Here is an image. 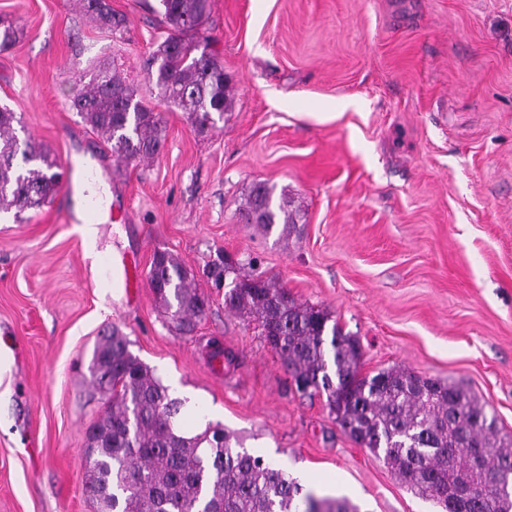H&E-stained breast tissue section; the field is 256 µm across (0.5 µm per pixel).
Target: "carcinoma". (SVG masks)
Segmentation results:
<instances>
[{"instance_id": "obj_1", "label": "carcinoma", "mask_w": 512, "mask_h": 512, "mask_svg": "<svg viewBox=\"0 0 512 512\" xmlns=\"http://www.w3.org/2000/svg\"><path fill=\"white\" fill-rule=\"evenodd\" d=\"M167 35L143 61L161 103L186 113L200 133L232 111L233 88L216 55L199 50L208 0H158ZM95 23L113 29L126 18L109 0H81ZM137 90L115 70H101L73 90L71 107L111 144L120 161L149 160L165 141L161 113L135 100ZM21 118L0 107V212L15 218L51 203L63 172L49 151L20 140ZM241 216L265 234L296 232L299 210L273 201L264 183L252 186ZM217 277L231 278L224 307L257 322L282 359L296 389L326 396L341 431L383 457L399 481L442 512H512V443L474 394L406 368L361 373L359 341L343 333L331 313L300 303L281 283L242 275L224 258ZM155 302L180 331H194L207 301L188 270L157 252L145 275ZM112 328L88 367L100 413L87 435L85 493L95 512H359L346 498L302 493V485L219 423L194 433L179 424L184 401L129 351Z\"/></svg>"}]
</instances>
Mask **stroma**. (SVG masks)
<instances>
[{
    "label": "stroma",
    "mask_w": 512,
    "mask_h": 512,
    "mask_svg": "<svg viewBox=\"0 0 512 512\" xmlns=\"http://www.w3.org/2000/svg\"><path fill=\"white\" fill-rule=\"evenodd\" d=\"M110 3L124 28L99 27L78 0H0L20 30L0 50V105L58 163L91 162L102 256L132 251L145 270L169 252L210 307L186 335L150 290L130 303L104 287L67 221L82 195L0 215V343L13 358L0 512H93L83 448L100 395L87 366L114 326L163 384L212 410L194 429L219 422L361 512H437L340 430L325 396L295 389L255 323L225 309L214 269L229 257L276 277L359 339L362 374L401 366L461 384L512 439V0H209V49L235 101L203 134L143 69L166 36L157 0ZM104 68L161 113L157 157L118 161L72 110L73 87ZM257 182L299 209L290 242L240 221Z\"/></svg>",
    "instance_id": "1"
}]
</instances>
